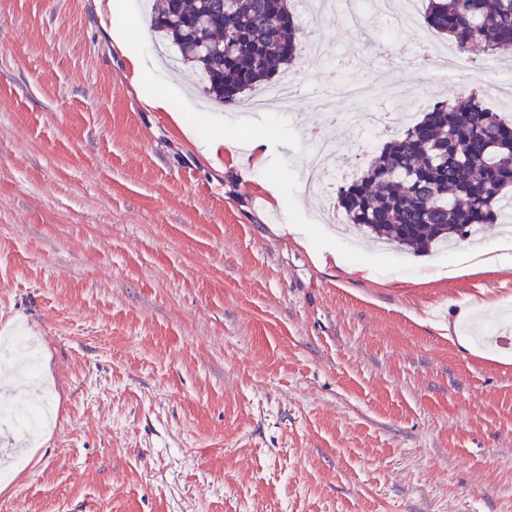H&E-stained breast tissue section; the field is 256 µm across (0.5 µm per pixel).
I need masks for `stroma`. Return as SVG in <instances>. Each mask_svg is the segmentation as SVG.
<instances>
[{"mask_svg":"<svg viewBox=\"0 0 512 512\" xmlns=\"http://www.w3.org/2000/svg\"><path fill=\"white\" fill-rule=\"evenodd\" d=\"M299 19L349 80L437 99L484 67L512 117V57L473 50L447 81L388 52L444 35ZM205 96L150 41L117 48L98 0H0V375H21L0 383V512H512V269L431 275L502 227L425 254L324 237L301 178L323 113L210 104L237 145L213 161L170 118ZM22 398L46 410L31 432Z\"/></svg>","mask_w":512,"mask_h":512,"instance_id":"1","label":"stroma"}]
</instances>
